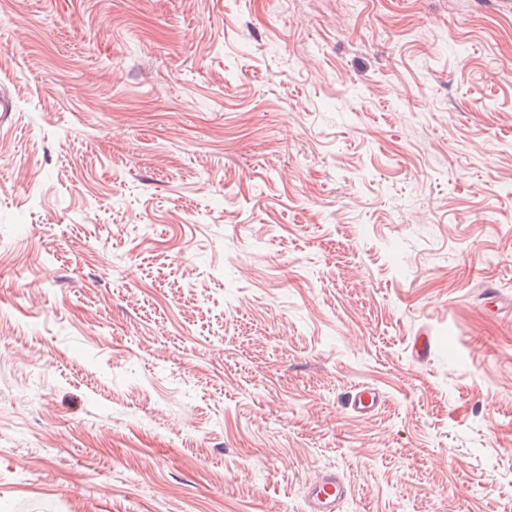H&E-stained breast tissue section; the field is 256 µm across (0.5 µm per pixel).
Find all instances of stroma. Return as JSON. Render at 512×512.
<instances>
[{
  "mask_svg": "<svg viewBox=\"0 0 512 512\" xmlns=\"http://www.w3.org/2000/svg\"><path fill=\"white\" fill-rule=\"evenodd\" d=\"M0 91V512H512V0H0ZM381 403L378 389L361 387L354 389L348 400V406L358 414L364 415L375 411ZM348 496L343 476L326 469L306 482L303 494L304 512H340Z\"/></svg>",
  "mask_w": 512,
  "mask_h": 512,
  "instance_id": "1",
  "label": "stroma"
}]
</instances>
